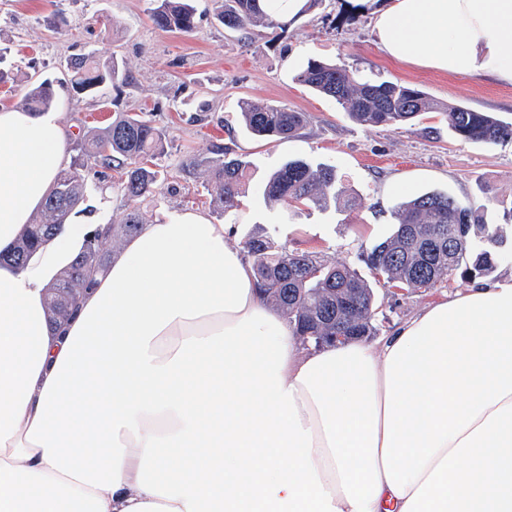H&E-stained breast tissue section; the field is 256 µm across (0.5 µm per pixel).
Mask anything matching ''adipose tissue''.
I'll list each match as a JSON object with an SVG mask.
<instances>
[{
	"label": "adipose tissue",
	"mask_w": 512,
	"mask_h": 512,
	"mask_svg": "<svg viewBox=\"0 0 512 512\" xmlns=\"http://www.w3.org/2000/svg\"><path fill=\"white\" fill-rule=\"evenodd\" d=\"M394 59L512 84V0H394ZM69 159L53 112L0 110V251ZM95 225L0 264V512H512V279L379 344L302 349L230 224L127 238L61 325L47 288Z\"/></svg>",
	"instance_id": "1"
}]
</instances>
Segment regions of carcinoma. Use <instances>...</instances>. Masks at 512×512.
<instances>
[{
  "label": "carcinoma",
  "mask_w": 512,
  "mask_h": 512,
  "mask_svg": "<svg viewBox=\"0 0 512 512\" xmlns=\"http://www.w3.org/2000/svg\"><path fill=\"white\" fill-rule=\"evenodd\" d=\"M154 23L167 31L189 33L195 27L193 0H155ZM224 27L285 29L288 19L266 10L268 0H215ZM72 89L96 92L102 87L128 83L130 75L112 59L102 63L96 53L76 57L66 64ZM295 79L333 99L355 122L401 128L436 105L421 90L391 81H360L335 62L310 60ZM29 109L45 112L55 103L53 84L43 81L27 96ZM448 127L464 141L495 144L512 140V122L486 112L455 106L447 108ZM241 117L246 129L267 141L291 138L303 128L302 112L270 103L244 101ZM163 150V132L144 115L120 113L89 140L75 143L68 167L56 183L26 233L7 259L23 265L57 234L60 225L86 199L85 171L99 169L106 177L114 170L111 187L122 194L127 209L120 223H107L90 238L72 263L50 287L48 318L57 323L69 318L65 297L88 289L104 273L122 238L135 233L143 217L139 202L152 195L159 172L148 162ZM187 166L205 176L214 211L224 216L237 207L239 186L250 162L218 146L212 157L190 159ZM270 204L301 205L325 210L336 202V170L291 159L263 186ZM482 203L462 204L440 191H428L403 203L395 211V230L374 247L366 259L374 282L384 288H433L445 277L461 271L463 278L492 273L506 241L494 231L477 246L471 226L485 228ZM251 259L261 294L278 305L302 344L316 345L323 336L347 330L358 338L374 331L372 283L346 262L329 263L304 252L273 249L259 236L243 242Z\"/></svg>",
  "instance_id": "1"
}]
</instances>
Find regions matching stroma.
Returning <instances> with one entry per match:
<instances>
[{
  "mask_svg": "<svg viewBox=\"0 0 512 512\" xmlns=\"http://www.w3.org/2000/svg\"><path fill=\"white\" fill-rule=\"evenodd\" d=\"M389 0H321L286 31L249 33L224 27L213 0H196L195 28L180 34L158 28L152 0H0V105L25 108L26 93L52 82L55 112L70 136H85L111 123L116 112H146L166 132L159 160L166 179L141 205L145 223L167 213L212 214L201 179L185 172L195 155L215 147L252 163L238 205L224 221L238 227L240 245L249 235L266 236L277 248L344 261L368 275L366 257L385 240L394 212L407 199L442 191L467 203L494 198L485 225L512 239L502 220L512 202V140L493 145L459 140L442 109L461 105L512 121V84L482 76H449L392 60L373 30L376 12ZM97 52L123 62L132 81L100 94H76L65 65L74 55ZM345 65L371 81H398L437 103L402 128L362 126L334 101L299 83L308 60ZM268 102L305 113L299 134L267 142L252 136L242 101ZM304 158L336 168L338 186L355 205L344 211L265 206L256 186L287 160ZM127 203L109 189L83 203L85 223L120 222ZM461 276L430 289L375 288L376 344L427 305L464 291Z\"/></svg>",
  "mask_w": 512,
  "mask_h": 512,
  "instance_id": "obj_1",
  "label": "stroma"
}]
</instances>
